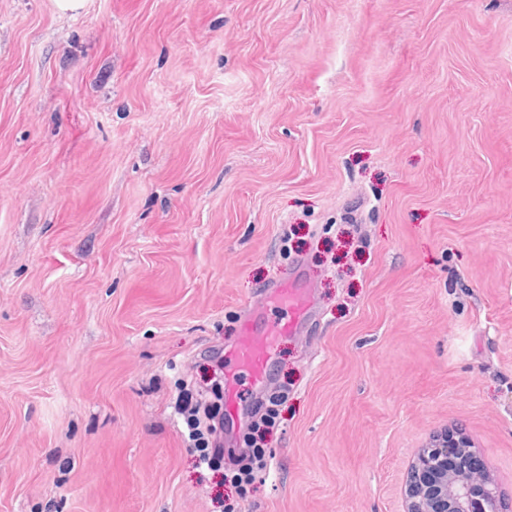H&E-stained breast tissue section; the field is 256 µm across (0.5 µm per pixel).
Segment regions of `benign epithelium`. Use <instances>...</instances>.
<instances>
[{"instance_id": "7a95c632", "label": "benign epithelium", "mask_w": 512, "mask_h": 512, "mask_svg": "<svg viewBox=\"0 0 512 512\" xmlns=\"http://www.w3.org/2000/svg\"><path fill=\"white\" fill-rule=\"evenodd\" d=\"M455 467L448 468V457ZM470 438L444 431L421 449L411 467L404 512H502L496 484L472 464Z\"/></svg>"}]
</instances>
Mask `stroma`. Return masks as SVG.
<instances>
[{
	"mask_svg": "<svg viewBox=\"0 0 512 512\" xmlns=\"http://www.w3.org/2000/svg\"><path fill=\"white\" fill-rule=\"evenodd\" d=\"M293 278L240 494L169 397ZM447 426L512 512V0H0V512H402Z\"/></svg>",
	"mask_w": 512,
	"mask_h": 512,
	"instance_id": "1",
	"label": "stroma"
}]
</instances>
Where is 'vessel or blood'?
<instances>
[{"label":"vessel or blood","mask_w":512,"mask_h":512,"mask_svg":"<svg viewBox=\"0 0 512 512\" xmlns=\"http://www.w3.org/2000/svg\"><path fill=\"white\" fill-rule=\"evenodd\" d=\"M313 300V291L308 287L288 284L270 291L268 304L285 310L286 315L259 331L244 328L231 354L232 365L224 375L226 393H233L242 376L255 385L267 384L268 362L278 339L298 334L300 321L308 314Z\"/></svg>","instance_id":"b4317fda"}]
</instances>
